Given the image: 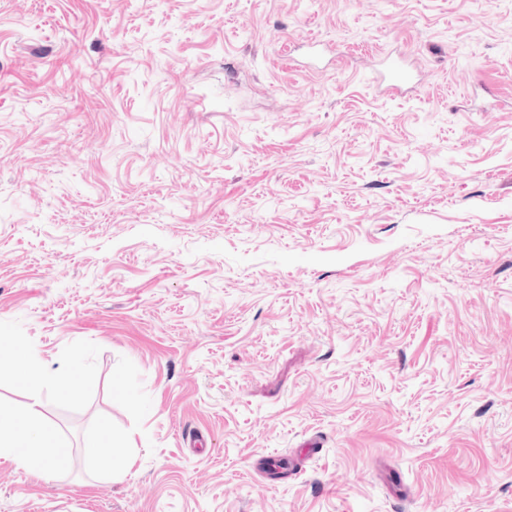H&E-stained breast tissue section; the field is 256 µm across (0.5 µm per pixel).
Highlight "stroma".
Listing matches in <instances>:
<instances>
[{"instance_id":"obj_1","label":"stroma","mask_w":512,"mask_h":512,"mask_svg":"<svg viewBox=\"0 0 512 512\" xmlns=\"http://www.w3.org/2000/svg\"><path fill=\"white\" fill-rule=\"evenodd\" d=\"M1 347L0 512H512V0H0ZM374 79L377 84L385 87L387 94L399 95L411 82V75L402 58L394 57L388 59L384 70ZM7 363L15 367L20 379L24 382H53L57 387L69 389L73 383L71 374L52 373L35 352L24 354L0 350V364ZM35 401L27 407L2 413L0 411V464L16 469H33L43 458V470L58 472L70 457V448L58 440L55 423ZM112 445V430L103 425L99 428L96 436L86 443L85 453L96 460L101 472L115 479L128 471L129 462L125 456L109 455L103 450V448H112Z\"/></svg>"}]
</instances>
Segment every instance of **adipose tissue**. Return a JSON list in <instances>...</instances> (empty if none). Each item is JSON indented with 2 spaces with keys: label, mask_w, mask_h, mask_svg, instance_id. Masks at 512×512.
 Wrapping results in <instances>:
<instances>
[{
  "label": "adipose tissue",
  "mask_w": 512,
  "mask_h": 512,
  "mask_svg": "<svg viewBox=\"0 0 512 512\" xmlns=\"http://www.w3.org/2000/svg\"><path fill=\"white\" fill-rule=\"evenodd\" d=\"M4 363L14 366L25 382L50 381L62 389L73 383L71 374L51 372L33 352L0 350V364ZM69 457V448L59 442L56 425L43 412L41 402L7 414L0 412V464L30 470L44 460L49 470L57 471Z\"/></svg>",
  "instance_id": "obj_1"
}]
</instances>
